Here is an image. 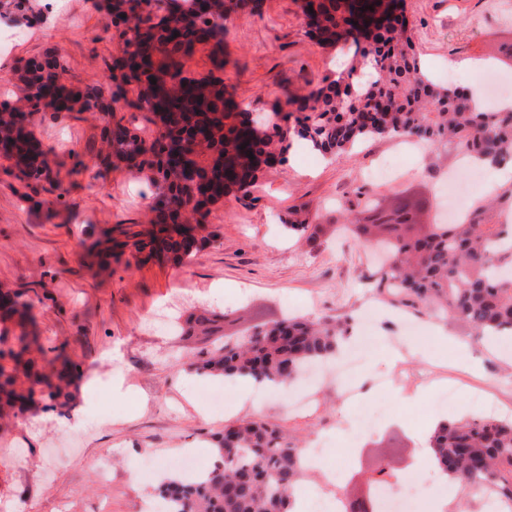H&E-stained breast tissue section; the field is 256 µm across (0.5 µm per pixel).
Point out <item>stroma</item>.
Instances as JSON below:
<instances>
[{
    "instance_id": "stroma-1",
    "label": "stroma",
    "mask_w": 512,
    "mask_h": 512,
    "mask_svg": "<svg viewBox=\"0 0 512 512\" xmlns=\"http://www.w3.org/2000/svg\"><path fill=\"white\" fill-rule=\"evenodd\" d=\"M96 2L70 0L69 12L50 15L0 51V87H8L12 99L24 93L20 65L56 50L66 60L67 88L107 82L118 38ZM487 2L407 0L412 40L429 78L445 82L449 61L475 59L512 83V24L490 12ZM299 5L263 0L259 14L235 15L227 24L220 76L255 116L271 115L276 101L310 89L345 56L306 35ZM27 124L43 147L54 148L61 184L30 188L0 170V288L22 291L33 305L43 347L65 345L82 378L67 416L37 407L0 420V512H139L141 501L156 495L155 485L137 481L139 461L187 450L210 465L212 434L256 414L302 446L325 443L331 462L344 472L341 487L350 493L382 465L407 478L418 474L425 427L482 416L474 394L512 407V357L469 336L471 351L461 358L448 346L457 330L426 314L416 323L434 344L426 348L402 336L405 312L368 284L377 268L370 249L349 236L305 247L282 226L290 210L303 206L311 211L310 223H341L342 206L360 186L381 205L405 197L429 214L439 205L440 184L459 164L453 147L401 154L395 139H369L350 155L328 160L295 143L285 163L262 169L249 195L233 193L211 206L206 225L217 239L190 263H140L127 253L101 271L86 257L85 245L105 228H146L156 183L149 172L120 161L96 178L72 174L76 162H91L102 146L100 114L54 121L38 112ZM386 153L394 156V182L366 180V169ZM226 285L239 286L240 294L209 299L211 289ZM366 305L376 309L374 341L356 359L355 372L368 390L354 412L375 414L376 424L354 445L352 426L339 415L343 402L326 384L313 411L297 406L292 388L257 410L251 385L238 383L223 412H211L201 398L221 380L183 370L177 362L181 342L143 318L165 306L173 312L215 310L225 315V335L237 338L286 311L343 320ZM398 338L407 366L428 371L435 382L431 392L402 382L397 367L368 370L371 356L395 355ZM62 435L78 442L79 455H46ZM19 448L28 451L21 468L9 459ZM101 457L112 460L106 482L90 467Z\"/></svg>"
}]
</instances>
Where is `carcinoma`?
I'll use <instances>...</instances> for the list:
<instances>
[{"instance_id":"carcinoma-1","label":"carcinoma","mask_w":512,"mask_h":512,"mask_svg":"<svg viewBox=\"0 0 512 512\" xmlns=\"http://www.w3.org/2000/svg\"><path fill=\"white\" fill-rule=\"evenodd\" d=\"M199 0H157L158 14H145L135 0H103L106 26L121 29L112 58V100L126 99L125 86L141 92L128 107L155 115L161 126L146 141L103 111L98 86L84 91L63 83L66 69L56 56L27 62L26 96L21 107L0 101V152L10 165L4 172L29 185L54 182L48 151L33 140L27 115L50 114L54 120L72 113H102V138L94 164L104 170L112 159L149 171L158 185L150 206L151 229L130 236L124 246L148 258L165 257L178 265L190 261L210 241L188 232L206 223L209 205L229 188L247 195L261 162L286 161L297 139L323 155L341 156L369 138L413 137L432 145L451 143L469 158L500 163L512 146V112L472 107L453 85H440L421 73L409 30L391 15L387 0H308L304 13L309 34L320 45L348 46L351 57L341 72L325 75L317 87L286 98L280 121L258 129L251 113L236 103L224 80L184 75L185 61L198 46L213 44L212 65L224 70V31L233 14H255L250 0H212L201 11ZM375 18V29L360 30L354 17ZM254 158H249V155ZM344 208V229L367 245L377 246L389 261L375 273L374 288L403 307H423L445 322L494 344L512 339V229L501 215L512 210V183L497 188L489 202H477L458 224L416 220L412 207L399 200L391 213L399 224L375 223L379 204L359 188ZM288 230L314 244L336 231L334 224H310L300 210L289 213ZM112 230L104 229L87 253L110 260ZM32 304L21 294L0 289V344L11 326L20 328L18 348L0 350V418L18 416L38 400H50L59 414L69 410L77 366L65 347L37 363L32 349L43 350ZM224 315L188 316L180 336H212L187 370L205 377L255 383H290L308 364L333 358L348 332L339 320L313 321L284 315L257 327L233 343L217 335ZM213 461L193 486L180 476L164 478L158 494L167 495L172 512H291V492L305 476L301 448L275 424L242 418L213 434ZM429 447L448 477L466 488L490 484L512 500V420L484 416L439 423Z\"/></svg>"}]
</instances>
